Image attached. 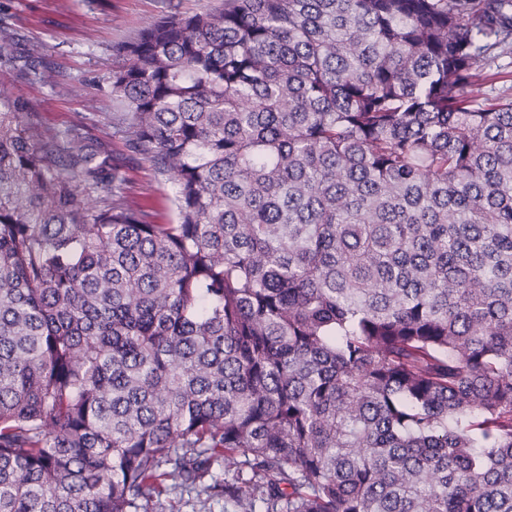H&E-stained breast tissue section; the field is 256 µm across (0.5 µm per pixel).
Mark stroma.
I'll return each mask as SVG.
<instances>
[{
	"instance_id": "1",
	"label": "stroma",
	"mask_w": 512,
	"mask_h": 512,
	"mask_svg": "<svg viewBox=\"0 0 512 512\" xmlns=\"http://www.w3.org/2000/svg\"><path fill=\"white\" fill-rule=\"evenodd\" d=\"M214 0H105L89 7L87 0H0V19L13 35L14 53L32 55L28 73L0 60V89L23 97L36 121L63 131L80 125L111 148L125 165L128 201L141 205L158 224L175 219L167 175L141 157L131 155L112 134V115L121 106L112 97L108 75L118 61L117 49L145 26L173 13H190ZM66 7L68 25L55 27L59 7ZM54 74L53 81L40 77Z\"/></svg>"
}]
</instances>
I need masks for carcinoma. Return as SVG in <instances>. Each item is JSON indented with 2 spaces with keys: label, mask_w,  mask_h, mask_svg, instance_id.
Here are the masks:
<instances>
[{
  "label": "carcinoma",
  "mask_w": 512,
  "mask_h": 512,
  "mask_svg": "<svg viewBox=\"0 0 512 512\" xmlns=\"http://www.w3.org/2000/svg\"><path fill=\"white\" fill-rule=\"evenodd\" d=\"M511 53L512 0L145 27L112 134L170 224L0 90V512H512ZM163 500H166L163 503L167 507V511L164 512H170L168 509V500H171L176 506L174 512H235L236 510L234 503L224 502V499H212L207 501V504L203 505V503H200L199 499H197L196 491L191 490L189 492L181 487L172 490L169 494V498Z\"/></svg>",
  "instance_id": "obj_1"
}]
</instances>
